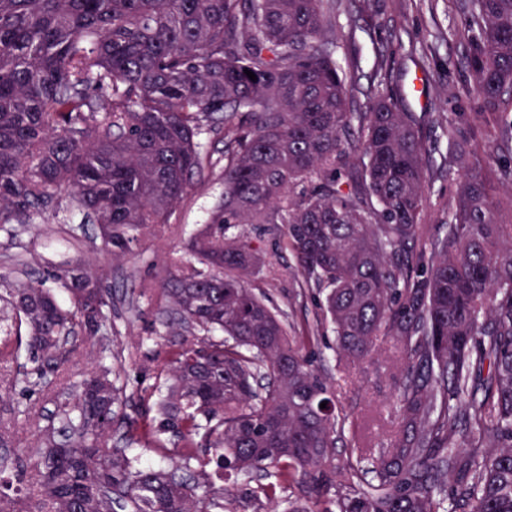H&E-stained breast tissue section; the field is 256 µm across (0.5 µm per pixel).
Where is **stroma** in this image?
<instances>
[{
	"label": "stroma",
	"mask_w": 512,
	"mask_h": 512,
	"mask_svg": "<svg viewBox=\"0 0 512 512\" xmlns=\"http://www.w3.org/2000/svg\"><path fill=\"white\" fill-rule=\"evenodd\" d=\"M461 0H336V43L334 55L342 67L357 63L352 76L357 90L371 87L402 97L406 111L415 114L418 130L429 148L425 168L428 187L422 223L424 235L415 247L423 249L429 237L444 234L448 211L453 204L458 178L448 173V150L468 139L477 157L498 151L504 163H512V151L501 149L493 124L479 114L472 79L460 59L464 40ZM382 70H375V63ZM426 80L424 101L412 96L410 78ZM220 183L195 187L181 200L170 223L156 230L138 233L129 252L120 259L99 253L101 265L111 271L112 319L120 333L118 340H102V347L119 352L128 381L125 410L135 414L141 391L157 389L154 372L165 351L178 347L166 317L159 308L155 288L165 275L172 256L182 252L188 238L202 224L221 194ZM251 240L265 261L261 276L248 285L264 296L278 316L295 328L315 327L320 316L318 300L302 286L295 258L283 247L279 236L248 225ZM23 242L38 264L77 262L93 250L90 238L77 246L50 244L29 232ZM333 335H325L314 346V366L334 382L338 408L347 415L345 432L336 443V463L345 465L354 449H369L362 460L363 472H370L371 457L388 448L398 422L396 397L405 361L393 340L379 338L372 354L349 366L338 365ZM28 408L32 419L18 417ZM45 403L40 394L10 392L0 404V422L13 426L21 443L18 454L30 457Z\"/></svg>",
	"instance_id": "stroma-1"
}]
</instances>
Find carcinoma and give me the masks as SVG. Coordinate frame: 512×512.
I'll return each mask as SVG.
<instances>
[{"label":"carcinoma","instance_id":"1","mask_svg":"<svg viewBox=\"0 0 512 512\" xmlns=\"http://www.w3.org/2000/svg\"><path fill=\"white\" fill-rule=\"evenodd\" d=\"M334 0H0V231L37 230L62 213L96 225L100 249L168 224L196 184L224 194L190 238L198 265L170 261L162 312L185 338L157 375L166 394L120 414L124 382L94 348L112 328L107 271L92 261L31 276L24 253L0 268V365L53 405L37 434L34 492L4 477L0 512H260L235 485L262 472L264 498L291 481L318 499L285 512H512V224L497 217L487 171L512 189V166L454 144L459 181L448 230L415 255L423 233L427 146L412 113L387 93L350 111L352 80L329 46ZM463 64L479 110L512 142V0H466ZM256 75L252 81L244 73ZM224 144L214 157L201 141ZM361 153L358 165L351 155ZM238 224H280L306 288L324 294L337 352L368 356L380 336L402 347L399 430L373 479L339 468L345 420L305 353L248 288L263 259ZM81 354L95 371L55 391ZM326 408H320L322 402ZM130 438L184 451L164 467L112 446ZM336 497L320 499L330 490Z\"/></svg>","mask_w":512,"mask_h":512}]
</instances>
